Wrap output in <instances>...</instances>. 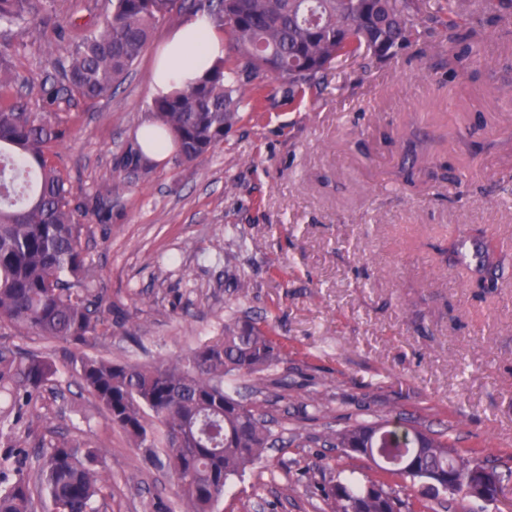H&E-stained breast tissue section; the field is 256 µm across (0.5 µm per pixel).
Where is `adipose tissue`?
<instances>
[{
    "label": "adipose tissue",
    "instance_id": "ef3b65f1",
    "mask_svg": "<svg viewBox=\"0 0 512 512\" xmlns=\"http://www.w3.org/2000/svg\"><path fill=\"white\" fill-rule=\"evenodd\" d=\"M223 55L224 39L207 17L185 19L158 57L150 80L152 96H165L196 82Z\"/></svg>",
    "mask_w": 512,
    "mask_h": 512
}]
</instances>
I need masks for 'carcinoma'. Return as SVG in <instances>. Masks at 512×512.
<instances>
[{
  "label": "carcinoma",
  "instance_id": "cac0c4a2",
  "mask_svg": "<svg viewBox=\"0 0 512 512\" xmlns=\"http://www.w3.org/2000/svg\"><path fill=\"white\" fill-rule=\"evenodd\" d=\"M54 0H0V31L46 25ZM465 0H109L92 22L76 19L57 31L66 43L53 72L40 85L42 111L16 102L0 110V328L55 339L77 348L98 337L101 299L90 288L79 207L49 161L67 136L53 116L62 102L94 101L112 93L147 46L156 25L173 15L205 13L228 36L227 57L199 82L149 105L151 124L167 132L177 165L224 141L245 111L262 105L255 80L282 82L288 97L322 91V74L342 59L378 60L448 53V80L478 62L487 25H512V0H479L483 22L470 25ZM512 255L484 244L483 264L470 286L497 287L496 271ZM283 362L270 324L243 315L171 360L132 364L85 353L72 369L85 390L155 465L168 469L186 512H215L229 481L241 477L268 449L288 446V428L263 403L246 401L230 385L254 378L262 393L270 371ZM52 361L0 343V391L16 410L0 412V512H35L34 488L45 490L57 512H108L112 484L101 477L99 449L80 442L52 444L35 481L23 474L26 456L15 433L26 413L54 381ZM323 445L365 454L379 448L391 475L420 484L419 494L447 493L448 468L465 495L466 474L488 461L465 456L404 421L358 423L320 437ZM329 512H415L387 483L362 484L354 475L322 489Z\"/></svg>",
  "mask_w": 512,
  "mask_h": 512
}]
</instances>
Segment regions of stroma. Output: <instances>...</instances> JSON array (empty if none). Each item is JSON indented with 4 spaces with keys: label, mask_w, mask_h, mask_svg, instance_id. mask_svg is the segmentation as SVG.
I'll list each match as a JSON object with an SVG mask.
<instances>
[{
    "label": "stroma",
    "mask_w": 512,
    "mask_h": 512,
    "mask_svg": "<svg viewBox=\"0 0 512 512\" xmlns=\"http://www.w3.org/2000/svg\"><path fill=\"white\" fill-rule=\"evenodd\" d=\"M182 21L156 26L112 96L58 110L70 136L50 154L87 228L104 309L86 353L154 363L231 317L273 326L292 397L288 445L233 478L216 512H320V486L351 469L416 498L369 458L316 442L327 428L400 415L457 449L512 454V265L479 297L466 266L448 264L458 228L498 232L512 249V31L489 28L480 64L452 84L435 57L342 60L321 95L302 99L265 80L261 112L243 113L216 148L180 166L130 165L157 53ZM4 40L14 82L0 99L38 111L55 36L15 28ZM0 339L59 370L17 430L25 473L42 448L85 442L102 452L112 512H183L170 471L80 386L73 346L8 330Z\"/></svg>",
    "instance_id": "stroma-1"
}]
</instances>
